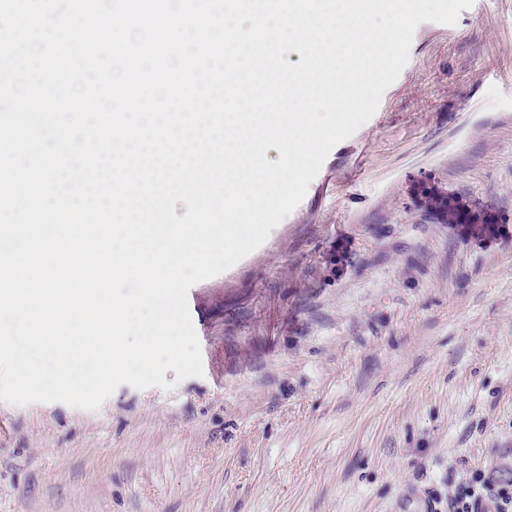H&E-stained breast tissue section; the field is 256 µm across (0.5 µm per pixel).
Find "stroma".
Masks as SVG:
<instances>
[{
	"instance_id": "1",
	"label": "stroma",
	"mask_w": 512,
	"mask_h": 512,
	"mask_svg": "<svg viewBox=\"0 0 512 512\" xmlns=\"http://www.w3.org/2000/svg\"><path fill=\"white\" fill-rule=\"evenodd\" d=\"M422 183L493 233L426 216ZM188 307L202 376L0 402V512H448L512 464V0L420 24L374 116Z\"/></svg>"
}]
</instances>
